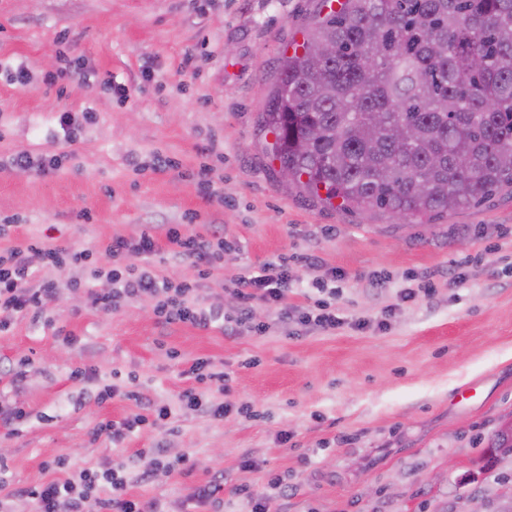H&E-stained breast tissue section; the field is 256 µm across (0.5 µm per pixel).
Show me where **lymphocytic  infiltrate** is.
Returning <instances> with one entry per match:
<instances>
[{
  "mask_svg": "<svg viewBox=\"0 0 512 512\" xmlns=\"http://www.w3.org/2000/svg\"><path fill=\"white\" fill-rule=\"evenodd\" d=\"M166 239L175 255L192 260L198 272L195 279L178 284L159 274L151 259L157 252V242L150 233L135 238L118 237L104 249L107 263L93 266L92 254L61 244L31 241L0 252V329L7 327L9 319L20 313L39 312L43 301L50 298L56 286L50 281L35 278L37 261L56 266L68 265L88 268L89 276L81 280L87 288L93 305L108 311L121 299H134L150 295L156 299V314L161 323H189L206 327L218 321L222 313L204 307L199 301L203 282L211 269L224 263V232L216 229L209 236L187 234L184 225H168ZM129 253L144 256L146 262L139 267L121 265L120 260ZM105 279L110 289L100 293L90 288V281ZM241 303L259 299L278 306L288 300V260L264 267L261 275L242 279L237 290ZM172 416L170 406L149 403L141 411L121 421H108L98 426V433L107 434L115 443L124 442L142 428H161ZM112 490L110 498L99 495L102 486ZM129 478L121 467L104 470H80L73 479H50L29 489L30 498L37 503L38 512H164L161 502L144 500L129 494Z\"/></svg>",
  "mask_w": 512,
  "mask_h": 512,
  "instance_id": "obj_1",
  "label": "lymphocytic infiltrate"
}]
</instances>
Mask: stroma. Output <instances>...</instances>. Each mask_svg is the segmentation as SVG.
<instances>
[{"label": "stroma", "instance_id": "stroma-1", "mask_svg": "<svg viewBox=\"0 0 512 512\" xmlns=\"http://www.w3.org/2000/svg\"><path fill=\"white\" fill-rule=\"evenodd\" d=\"M326 12L324 0H0V58H23L30 72L23 88L0 75V157L64 156L48 174L0 170V218L18 223L0 250L34 238L94 251L146 230L159 247L153 264L178 282L196 270L171 251L166 225L224 230V264L201 297L224 320L206 329L161 325L150 296L98 310L71 288L72 270L38 267L57 283L54 298L41 320L19 314L0 333V407L30 414L18 431L0 425L9 512H36L17 491L48 480L44 463L61 454L79 470L124 462L130 492L170 512L216 477L223 512H245L251 493L267 494L270 512H433L438 501L496 512L499 488L512 489V459L490 448L512 416V191L414 224L332 207L280 180L260 118L284 52ZM75 57L98 82L48 85ZM61 111L83 117L74 142L52 137ZM282 257L290 317L252 301L250 322L267 330L249 332L237 283ZM319 298L340 328L296 318ZM199 358L229 376L228 392H211L234 408L223 421L179 407L194 384L184 371ZM21 360L16 383L8 368ZM81 364L95 380H70ZM116 371L135 376L143 400L170 405L167 429L118 446L94 436L137 409L99 403V383ZM141 448L194 465L144 480ZM246 458L254 467H242ZM277 481L288 498L274 494Z\"/></svg>", "mask_w": 512, "mask_h": 512}]
</instances>
